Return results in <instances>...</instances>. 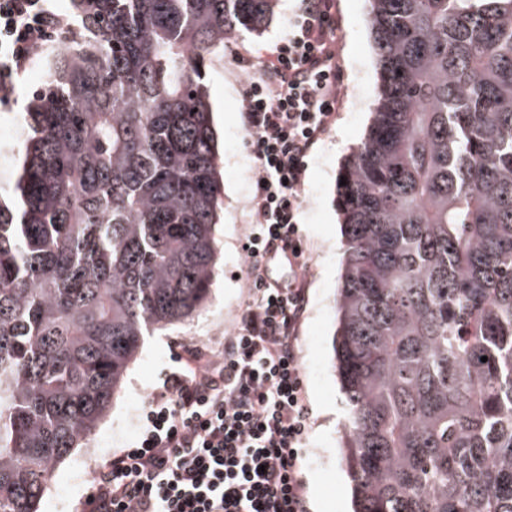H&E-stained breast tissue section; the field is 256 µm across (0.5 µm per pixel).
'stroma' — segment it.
Masks as SVG:
<instances>
[{"label": "stroma", "mask_w": 512, "mask_h": 512, "mask_svg": "<svg viewBox=\"0 0 512 512\" xmlns=\"http://www.w3.org/2000/svg\"><path fill=\"white\" fill-rule=\"evenodd\" d=\"M295 5V0H279L261 34L225 41L205 69L224 193L215 226L220 261L204 307L192 321L169 326L145 339L106 415L89 439L80 442L59 465L44 492L41 512H75L89 491L87 469L132 445L149 394L171 364L174 342L193 339L213 345L233 330L250 294L245 286L248 258L244 243L252 222L249 193L255 170L242 120V88L256 78V65L287 37ZM368 9L367 0H335L336 70L342 95L333 123L305 160L299 222L308 304L298 352L310 409L309 438L301 458L309 512L348 510L339 450L347 405L332 368L334 300L343 261L337 180L345 157L366 132L379 93L377 55L366 24ZM48 58V53H41L19 77L11 102L0 105V188L11 189L18 176L23 159L25 95L35 88L34 75L46 71Z\"/></svg>", "instance_id": "35a3bbf8"}]
</instances>
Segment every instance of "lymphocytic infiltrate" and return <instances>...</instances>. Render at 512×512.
<instances>
[{
    "label": "lymphocytic infiltrate",
    "instance_id": "obj_1",
    "mask_svg": "<svg viewBox=\"0 0 512 512\" xmlns=\"http://www.w3.org/2000/svg\"><path fill=\"white\" fill-rule=\"evenodd\" d=\"M333 0H298L286 41L243 89L256 159L245 251L251 299L221 345L179 344L129 448L94 469L80 512H308L299 461L309 408L297 332L307 305L300 268L270 282L273 240L301 257L298 223L309 151L335 117ZM73 31L53 0H0V94L35 55Z\"/></svg>",
    "mask_w": 512,
    "mask_h": 512
}]
</instances>
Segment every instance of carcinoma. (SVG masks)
<instances>
[{
  "label": "carcinoma",
  "instance_id": "obj_1",
  "mask_svg": "<svg viewBox=\"0 0 512 512\" xmlns=\"http://www.w3.org/2000/svg\"><path fill=\"white\" fill-rule=\"evenodd\" d=\"M369 2L380 90L341 171L333 335L353 512H512V0ZM277 3L72 0L0 197V512H39L144 337L206 301L203 72Z\"/></svg>",
  "mask_w": 512,
  "mask_h": 512
}]
</instances>
